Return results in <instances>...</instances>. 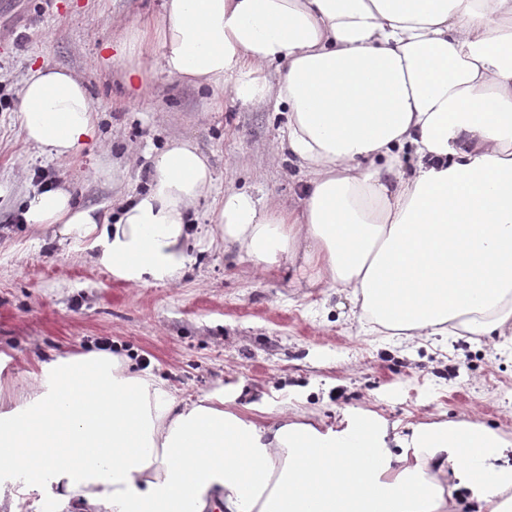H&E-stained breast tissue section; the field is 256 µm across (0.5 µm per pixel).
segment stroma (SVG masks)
Here are the masks:
<instances>
[{"label":"stroma","mask_w":512,"mask_h":512,"mask_svg":"<svg viewBox=\"0 0 512 512\" xmlns=\"http://www.w3.org/2000/svg\"><path fill=\"white\" fill-rule=\"evenodd\" d=\"M161 9L162 0H0V374L26 391L41 362L107 342L177 399L220 392L225 409L261 406L259 423L296 411L330 426L372 410L401 433L467 414L511 434L512 335L366 333L350 291L309 288L288 261L261 272L209 244L213 197L196 205L187 261L167 282L128 284L97 267L85 244L16 223L43 176L83 206L112 210L145 189L148 154L174 140L202 149L219 189L298 206L306 176L282 147L286 117L273 99L244 105L163 74L139 94L127 89L102 46ZM37 63L80 76L98 114L95 143L74 159L38 155L21 134L22 80ZM106 163L119 184L99 175Z\"/></svg>","instance_id":"obj_1"}]
</instances>
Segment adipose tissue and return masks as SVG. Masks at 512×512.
<instances>
[{
    "instance_id": "1",
    "label": "adipose tissue",
    "mask_w": 512,
    "mask_h": 512,
    "mask_svg": "<svg viewBox=\"0 0 512 512\" xmlns=\"http://www.w3.org/2000/svg\"><path fill=\"white\" fill-rule=\"evenodd\" d=\"M111 59L130 87L159 71L283 106L299 207L227 190L213 240L350 290L384 336L512 333V0H163ZM19 119L52 159L97 138L83 80L58 66L29 68ZM151 168L115 214L55 188L23 217L123 281L172 280L216 184L190 141ZM511 451L464 415L406 435L369 410L260 425L220 395L179 403L108 354L42 364L30 394L0 388V512H453L452 475L486 512H512Z\"/></svg>"
}]
</instances>
